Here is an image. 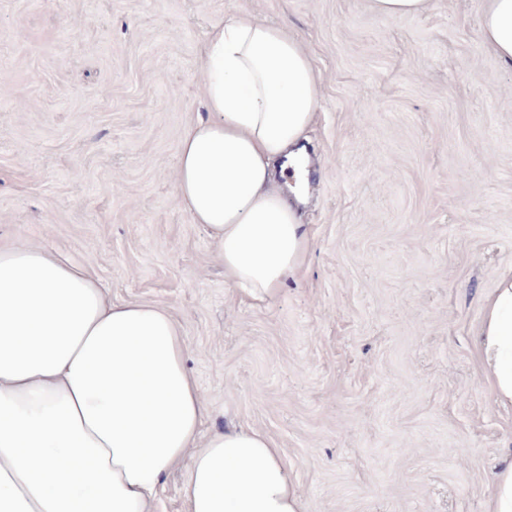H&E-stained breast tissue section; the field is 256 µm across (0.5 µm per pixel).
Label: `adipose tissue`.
I'll list each match as a JSON object with an SVG mask.
<instances>
[{"mask_svg": "<svg viewBox=\"0 0 512 512\" xmlns=\"http://www.w3.org/2000/svg\"><path fill=\"white\" fill-rule=\"evenodd\" d=\"M480 35L512 67V0H483ZM203 55L208 115L179 142L175 199L204 225L225 280L267 302L311 246L300 145L318 74L285 27L245 12L212 24ZM476 336L485 379L512 405V274ZM186 349L164 308L112 302L45 245H0V512H155L178 466L189 512H303L266 433L203 435L210 410Z\"/></svg>", "mask_w": 512, "mask_h": 512, "instance_id": "1", "label": "adipose tissue"}]
</instances>
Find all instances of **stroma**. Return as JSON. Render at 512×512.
Wrapping results in <instances>:
<instances>
[{
    "instance_id": "stroma-1",
    "label": "stroma",
    "mask_w": 512,
    "mask_h": 512,
    "mask_svg": "<svg viewBox=\"0 0 512 512\" xmlns=\"http://www.w3.org/2000/svg\"><path fill=\"white\" fill-rule=\"evenodd\" d=\"M287 25L319 73L303 273L271 303L224 280L175 201L213 22ZM481 0H0V242L165 308L210 409L268 433L303 512H489L512 407L475 333L512 272V69ZM375 9L389 17H406L421 13L428 0H372Z\"/></svg>"
}]
</instances>
